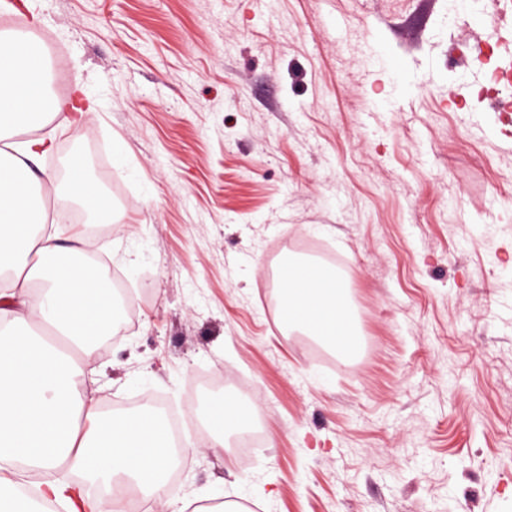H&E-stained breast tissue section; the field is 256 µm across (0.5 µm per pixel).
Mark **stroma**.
Instances as JSON below:
<instances>
[{"mask_svg": "<svg viewBox=\"0 0 512 512\" xmlns=\"http://www.w3.org/2000/svg\"><path fill=\"white\" fill-rule=\"evenodd\" d=\"M6 0L78 102L20 141L84 150L95 242L136 324L81 364L101 402L178 417L175 497L212 512H512V125L482 92L512 0ZM344 260L364 355L335 369L274 329L267 258ZM223 376L203 389L204 373ZM268 447L210 451L218 393Z\"/></svg>", "mask_w": 512, "mask_h": 512, "instance_id": "1", "label": "stroma"}]
</instances>
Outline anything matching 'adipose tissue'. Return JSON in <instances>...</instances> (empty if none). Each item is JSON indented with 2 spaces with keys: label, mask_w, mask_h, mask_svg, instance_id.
<instances>
[{
  "label": "adipose tissue",
  "mask_w": 512,
  "mask_h": 512,
  "mask_svg": "<svg viewBox=\"0 0 512 512\" xmlns=\"http://www.w3.org/2000/svg\"><path fill=\"white\" fill-rule=\"evenodd\" d=\"M49 66L31 35L0 32V470H10L36 491L4 503L0 512H37L38 501L67 512H120L126 496L152 501L156 512H187L171 495L176 462L164 419L104 416L92 388L81 386L70 353L91 357L113 320L108 283L70 263L74 248L51 233H34L35 176L29 164L46 150L41 140L18 145L13 135L59 112L48 92ZM66 194L99 223L112 221V204L90 179L80 158L69 162ZM312 276L282 271L279 308L289 326L304 330L339 357L352 354L360 331L348 288L335 272L314 265ZM252 409L232 397L212 400L205 419L213 449L242 427Z\"/></svg>",
  "instance_id": "obj_1"
}]
</instances>
